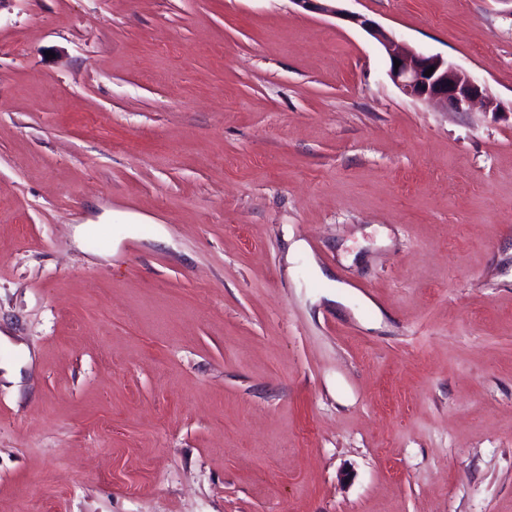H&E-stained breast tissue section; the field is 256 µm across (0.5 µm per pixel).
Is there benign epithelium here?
<instances>
[{
    "instance_id": "1",
    "label": "benign epithelium",
    "mask_w": 512,
    "mask_h": 512,
    "mask_svg": "<svg viewBox=\"0 0 512 512\" xmlns=\"http://www.w3.org/2000/svg\"><path fill=\"white\" fill-rule=\"evenodd\" d=\"M293 2L306 11L317 10L346 20L375 39L388 57L391 80L405 95L453 112H470L479 103L485 113L495 116L506 113L504 106L488 94L486 87L466 71L438 55L416 52L366 16L348 12L323 0ZM396 60L401 62L398 67L394 65ZM431 67L434 71L429 76L425 75Z\"/></svg>"
}]
</instances>
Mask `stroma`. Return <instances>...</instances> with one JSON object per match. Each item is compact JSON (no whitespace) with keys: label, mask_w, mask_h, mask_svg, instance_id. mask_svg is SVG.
I'll return each mask as SVG.
<instances>
[{"label":"stroma","mask_w":512,"mask_h":512,"mask_svg":"<svg viewBox=\"0 0 512 512\" xmlns=\"http://www.w3.org/2000/svg\"><path fill=\"white\" fill-rule=\"evenodd\" d=\"M343 7L512 102V0ZM0 512H512V115L293 0H0ZM336 1L342 0H293L303 10H317L349 21L375 39L388 57L391 80L405 95L453 112H472L479 103L485 113L494 116L506 113L504 106L488 94L486 87L461 68L438 55L417 53L364 15L340 9L336 4L321 3ZM394 59L401 62L398 70H395ZM430 67H434V71L424 76Z\"/></svg>","instance_id":"1"}]
</instances>
